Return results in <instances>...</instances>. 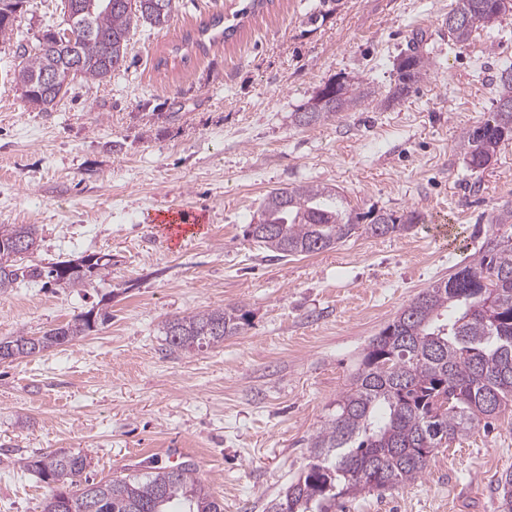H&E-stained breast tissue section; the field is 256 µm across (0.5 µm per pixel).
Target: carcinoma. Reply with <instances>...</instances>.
Wrapping results in <instances>:
<instances>
[{"instance_id": "obj_1", "label": "carcinoma", "mask_w": 512, "mask_h": 512, "mask_svg": "<svg viewBox=\"0 0 512 512\" xmlns=\"http://www.w3.org/2000/svg\"><path fill=\"white\" fill-rule=\"evenodd\" d=\"M26 0H0V42L11 41ZM67 39L52 53L41 42L19 45L14 80L23 99L46 110L63 99L74 80L100 84L126 63L130 33L139 24L165 29L178 0H63ZM512 14V0H453L444 24L448 44L464 49L473 33ZM233 37L241 23L224 24L213 16L187 33L173 49L205 51L217 38ZM70 73L69 81L46 89L42 77L51 70ZM428 53L417 48L398 60L396 100L425 80ZM372 91L359 80L326 83L315 95L319 105L294 113V124L309 127L356 107ZM512 139V66L496 77V97L489 117L462 132L460 148L473 170L489 167L501 144ZM359 217L343 208L336 189L298 185L271 191L258 222L278 226L276 233L246 236L280 257L321 253L359 229ZM419 220L411 212L372 215L365 231L391 235ZM493 223L498 226L472 260L446 279L433 282L404 306L364 349L336 410L310 443L307 469L269 507L268 512H335L336 500L372 489L404 487L419 479L439 449L470 433L482 421L499 416L512 403V203L505 202ZM0 241L20 246L19 255L0 254V292L24 280H48L77 288L99 269L77 271L70 262L34 264L37 248L33 224H0ZM243 305L228 304L176 317L164 325L169 350L201 351L218 347L248 321ZM91 329V318L57 327L41 336L19 334L0 340V351L14 361L70 343ZM89 466L80 452H49L32 457L27 469L59 482L58 490L76 494L91 489L97 512H224V505L194 476L189 466L157 468L94 482L82 478ZM502 512H512V472L498 480Z\"/></svg>"}]
</instances>
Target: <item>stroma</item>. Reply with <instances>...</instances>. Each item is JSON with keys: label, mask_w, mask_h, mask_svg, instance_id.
Returning a JSON list of instances; mask_svg holds the SVG:
<instances>
[{"label": "stroma", "mask_w": 512, "mask_h": 512, "mask_svg": "<svg viewBox=\"0 0 512 512\" xmlns=\"http://www.w3.org/2000/svg\"><path fill=\"white\" fill-rule=\"evenodd\" d=\"M452 0H273L232 40L188 60L173 46L244 0H179L168 28L133 30L125 66L103 85L74 81L49 111L13 82L17 45L63 21L61 0H29L0 45V224H33V262L109 256L89 286L21 283L0 293V339L42 335L88 312L106 322L71 343L0 362V512H41L53 490L24 458L87 455L90 478L166 466L169 449L223 501L267 512L309 462V442L369 341L419 292L466 265L512 201V140L484 170L458 142L493 108L512 65V15L448 46ZM421 39L432 64L416 93L386 95L401 52ZM341 77L374 100L330 122L293 112ZM335 188L366 215L420 214L408 231L357 232L310 256L280 258L245 235L275 188ZM194 210L173 240L152 217ZM238 303L240 334L172 354L166 320ZM512 412L440 449L424 476L341 499L337 512H502Z\"/></svg>", "instance_id": "obj_1"}]
</instances>
